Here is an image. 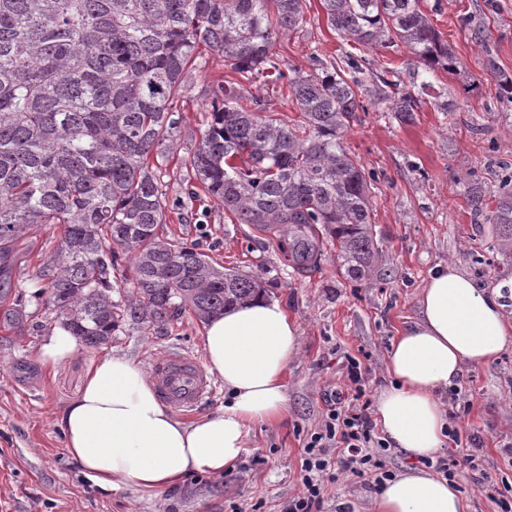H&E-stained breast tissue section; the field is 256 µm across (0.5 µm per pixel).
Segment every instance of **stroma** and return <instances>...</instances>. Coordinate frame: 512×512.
Wrapping results in <instances>:
<instances>
[{
    "instance_id": "obj_1",
    "label": "stroma",
    "mask_w": 512,
    "mask_h": 512,
    "mask_svg": "<svg viewBox=\"0 0 512 512\" xmlns=\"http://www.w3.org/2000/svg\"><path fill=\"white\" fill-rule=\"evenodd\" d=\"M423 10L463 69L457 76L441 71L430 79L429 94L411 123L372 104L344 134L347 150L376 177L373 220L381 258L360 282L337 273L330 248L317 269L294 273L267 236L211 209L207 201L189 200V160L211 109L210 86L218 69L208 65L188 77L182 132L161 166L170 227L219 264L262 277L268 296L297 323L301 346L287 369V416L253 426L245 451L219 477L194 473L180 487L152 494L129 485L104 491L86 479L66 452L58 416L79 395L85 370L100 352L81 346L58 365L39 363L56 325L36 297L41 287L36 272L61 232L44 227L34 247L19 251L12 278L26 327L20 333L0 327V512H231L254 504L258 512H282L301 485L304 439L322 421L326 394L344 391L349 360L360 362L368 397L389 386L384 353L407 319L416 317V297L430 270L451 262L480 287L500 285L494 271L511 270L512 258L494 256L489 265H476L495 227L477 223L468 210L465 179L475 175L496 190L497 161L512 162V112L502 108L486 69L492 58L512 74V0H424ZM478 24L490 29L483 48L471 39ZM273 50L284 68L304 74L311 73L314 59L339 62L351 54L365 57L375 72L390 63L401 88L412 93H419L425 79L405 48L384 55L331 30L320 0H306L302 28L278 37ZM243 93L261 99L281 119L301 118L280 85L248 83ZM439 96L447 111L437 109ZM203 336V323L186 314L166 336H143L123 326L108 350L144 368L167 353L205 358ZM456 391L448 418L459 442H474L487 471L505 469L501 451L512 447V347L490 366L466 369ZM373 496L370 486L342 474L328 486L323 512L347 505L368 512Z\"/></svg>"
}]
</instances>
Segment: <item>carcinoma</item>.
Wrapping results in <instances>:
<instances>
[{
	"instance_id": "obj_1",
	"label": "carcinoma",
	"mask_w": 512,
	"mask_h": 512,
	"mask_svg": "<svg viewBox=\"0 0 512 512\" xmlns=\"http://www.w3.org/2000/svg\"><path fill=\"white\" fill-rule=\"evenodd\" d=\"M305 2L0 0V292H10L18 243L44 224L60 225L61 235L37 273L42 303L91 349L127 323L166 336L186 311L206 323L266 291L261 278L163 235L166 185L150 157H164L178 136L186 77L212 57L249 81L285 82L303 120L289 124L258 98L245 107L239 82L216 79V109L190 159L199 190L276 239L293 270L317 267L330 244L339 274L366 279L380 255L374 178L343 134L369 97L401 123L421 99L396 90L388 67L366 79L362 56L284 73L273 42L303 25ZM421 2L322 6L328 27L360 45H402L426 72L455 76L461 60ZM489 73L511 111L512 75L493 62ZM466 200L473 216L495 225L488 250L512 257V166L497 190L475 181ZM123 267L132 291L115 299L112 272Z\"/></svg>"
}]
</instances>
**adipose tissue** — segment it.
<instances>
[{
	"mask_svg": "<svg viewBox=\"0 0 512 512\" xmlns=\"http://www.w3.org/2000/svg\"><path fill=\"white\" fill-rule=\"evenodd\" d=\"M501 287L481 288L456 265L432 269L417 315L385 353L391 380L375 399L385 440L413 460L436 459L448 439L445 398L466 367L495 362L512 343ZM208 371L223 382L224 410L183 422L158 400L143 370L108 353L91 361L80 394L61 412L66 451L99 488L179 487L193 472L221 475L247 445L254 424L288 412L285 374L300 349L284 307L261 297L227 309L204 336ZM462 493L413 467L387 481L369 512H465Z\"/></svg>",
	"mask_w": 512,
	"mask_h": 512,
	"instance_id": "ef3b65f1",
	"label": "adipose tissue"
}]
</instances>
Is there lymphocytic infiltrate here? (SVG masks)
I'll return each instance as SVG.
<instances>
[{"instance_id": "lymphocytic-infiltrate-1", "label": "lymphocytic infiltrate", "mask_w": 512, "mask_h": 512, "mask_svg": "<svg viewBox=\"0 0 512 512\" xmlns=\"http://www.w3.org/2000/svg\"><path fill=\"white\" fill-rule=\"evenodd\" d=\"M347 380L353 390L351 400L338 393L330 397L321 426L306 436L301 487L289 498L284 512H322L325 486L335 482L338 471L371 479L378 489L392 476L384 462V443L370 416L358 361H351ZM479 460L475 449L462 448L452 459H438L435 470L451 482L461 472H475L478 482L489 488L488 498L496 512H512V482L481 470Z\"/></svg>"}]
</instances>
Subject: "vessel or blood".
Masks as SVG:
<instances>
[{
    "mask_svg": "<svg viewBox=\"0 0 512 512\" xmlns=\"http://www.w3.org/2000/svg\"><path fill=\"white\" fill-rule=\"evenodd\" d=\"M149 374L159 399L183 413L195 410L214 392L210 375L195 357L186 354L155 358Z\"/></svg>",
    "mask_w": 512,
    "mask_h": 512,
    "instance_id": "b4317fda",
    "label": "vessel or blood"
}]
</instances>
